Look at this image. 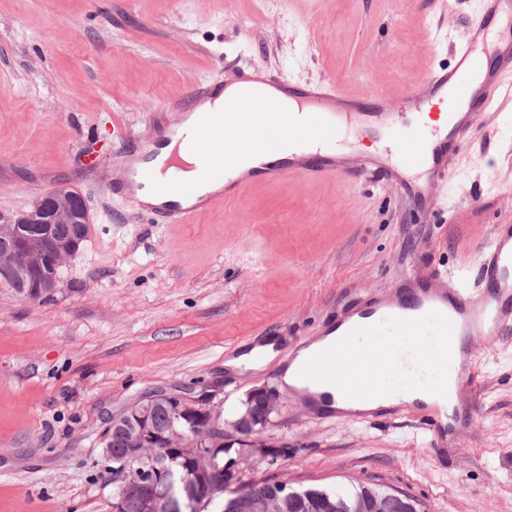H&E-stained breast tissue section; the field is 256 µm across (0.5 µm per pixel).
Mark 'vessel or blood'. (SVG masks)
Masks as SVG:
<instances>
[{
	"label": "vessel or blood",
	"instance_id": "obj_1",
	"mask_svg": "<svg viewBox=\"0 0 512 512\" xmlns=\"http://www.w3.org/2000/svg\"><path fill=\"white\" fill-rule=\"evenodd\" d=\"M512 73V0H481L480 19L454 45L451 62L431 68L424 87L400 97L353 96L336 83L298 85L273 76L254 63L219 84L194 85L185 108H197L192 130L180 141L195 163L192 176L164 172L148 180L110 181L113 193L133 195L149 187L157 206L152 212L166 224H192L219 204L236 200L248 186L298 177L309 182H344L358 176L392 184L415 207H432L437 191L448 184L450 161L480 129L490 111V87ZM211 109L199 110L200 102ZM247 110H239L240 102ZM444 109L443 125L413 134L408 114ZM392 141L394 152L348 155L339 140L344 130ZM281 154L279 164L262 157ZM476 275L481 296L471 289L437 284L435 275L406 276L389 295H369L330 316L319 330L330 336L322 349L307 352L296 368L304 391L329 381L354 385L358 401L374 399L399 382L395 358L408 337L430 346L431 387L475 396L478 382L471 364L470 339L494 338L512 329V224H502L481 253ZM430 447L446 448L449 430L437 406L411 409Z\"/></svg>",
	"mask_w": 512,
	"mask_h": 512
}]
</instances>
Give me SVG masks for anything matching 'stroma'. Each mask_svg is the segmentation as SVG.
I'll return each mask as SVG.
<instances>
[{
	"label": "stroma",
	"instance_id": "35a3bbf8",
	"mask_svg": "<svg viewBox=\"0 0 512 512\" xmlns=\"http://www.w3.org/2000/svg\"><path fill=\"white\" fill-rule=\"evenodd\" d=\"M478 0H0V212L60 183L94 218L53 301L0 282V512H112L104 457L113 417L142 399L207 393L231 425L252 389L279 407L243 454L238 482L293 488L364 481L421 512H512V333L472 340L478 394L446 454L409 415L315 419L279 366L228 375L225 359L275 336L310 337L360 292L412 267L471 282L476 256L512 224V73L456 155L437 206L387 183L299 178L247 191L194 224H158L106 175L145 148L195 84L257 61L282 78H335L399 96L464 37Z\"/></svg>",
	"mask_w": 512,
	"mask_h": 512
}]
</instances>
